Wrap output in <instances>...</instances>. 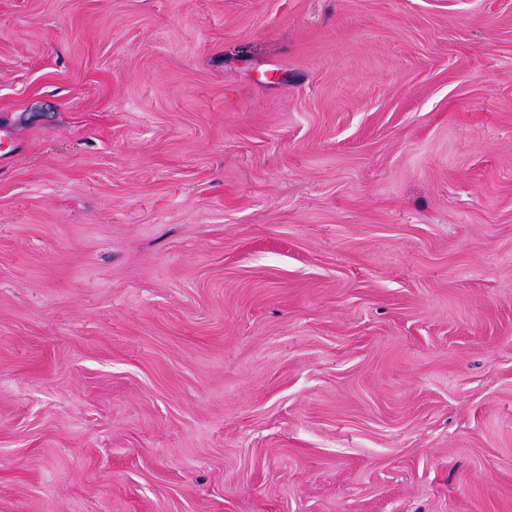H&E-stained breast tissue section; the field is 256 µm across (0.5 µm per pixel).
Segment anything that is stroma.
Listing matches in <instances>:
<instances>
[{"label":"stroma","mask_w":512,"mask_h":512,"mask_svg":"<svg viewBox=\"0 0 512 512\" xmlns=\"http://www.w3.org/2000/svg\"><path fill=\"white\" fill-rule=\"evenodd\" d=\"M0 512H512V0H0Z\"/></svg>","instance_id":"1"}]
</instances>
